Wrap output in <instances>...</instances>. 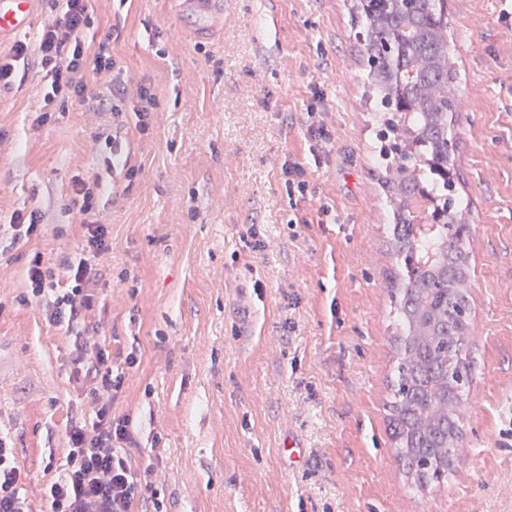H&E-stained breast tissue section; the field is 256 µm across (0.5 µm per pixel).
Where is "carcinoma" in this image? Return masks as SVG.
Masks as SVG:
<instances>
[{
	"label": "carcinoma",
	"mask_w": 512,
	"mask_h": 512,
	"mask_svg": "<svg viewBox=\"0 0 512 512\" xmlns=\"http://www.w3.org/2000/svg\"><path fill=\"white\" fill-rule=\"evenodd\" d=\"M367 99L377 106L378 177L398 202L387 291L398 341L392 439L421 489L448 475L472 367L470 225L462 217L448 115L460 102L448 52V0H357Z\"/></svg>",
	"instance_id": "1"
}]
</instances>
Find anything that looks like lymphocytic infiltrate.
<instances>
[{"instance_id":"lymphocytic-infiltrate-1","label":"lymphocytic infiltrate","mask_w":512,"mask_h":512,"mask_svg":"<svg viewBox=\"0 0 512 512\" xmlns=\"http://www.w3.org/2000/svg\"><path fill=\"white\" fill-rule=\"evenodd\" d=\"M88 0H65V9L46 26L35 47L25 43L14 46L13 59L0 63V82L11 78L14 64L35 55L42 66L53 73V90L67 89L78 101L91 99L87 86L76 81V73L89 69L102 74L115 67L107 41H100L95 52H87L79 33L87 23ZM75 192L81 197L80 212L85 217L86 257L69 269V284L55 291L49 316L53 324L76 333L72 377L88 387L94 417L91 424L72 423L69 451L63 476L49 488L50 512H139L146 502L150 485L131 462L129 453L134 437L126 420L112 416L110 400L123 385L121 375L112 371L103 350H91L88 340L77 328L95 302L98 275L94 258L111 249L106 225L92 221L93 195L84 183ZM0 512H33L21 487V472L12 448L0 439Z\"/></svg>"}]
</instances>
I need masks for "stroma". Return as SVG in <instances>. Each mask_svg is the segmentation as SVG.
<instances>
[{
    "instance_id": "35a3bbf8",
    "label": "stroma",
    "mask_w": 512,
    "mask_h": 512,
    "mask_svg": "<svg viewBox=\"0 0 512 512\" xmlns=\"http://www.w3.org/2000/svg\"><path fill=\"white\" fill-rule=\"evenodd\" d=\"M223 2L209 24L185 0H91L80 38H109L117 62L79 73L92 102L52 92L32 57L0 84V437L34 512L92 414L73 337L29 281L38 256L67 287L83 256L77 178L112 240L84 329L124 375L112 414L165 512H512V0H448L472 375L461 452L423 491L389 427L394 220L353 2ZM33 210L39 230L15 238Z\"/></svg>"
}]
</instances>
